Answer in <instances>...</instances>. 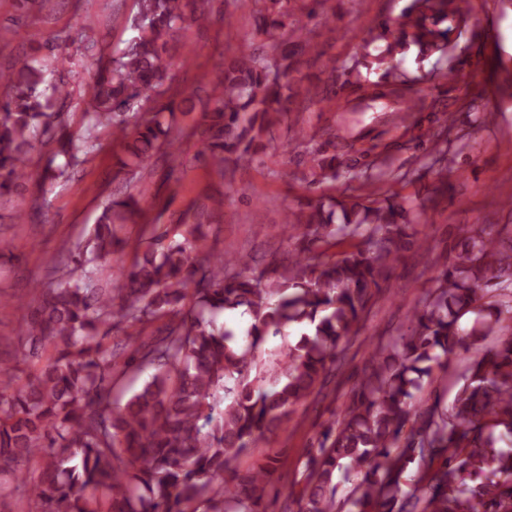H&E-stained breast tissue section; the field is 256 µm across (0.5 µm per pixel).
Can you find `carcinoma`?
<instances>
[{
	"mask_svg": "<svg viewBox=\"0 0 512 512\" xmlns=\"http://www.w3.org/2000/svg\"><path fill=\"white\" fill-rule=\"evenodd\" d=\"M325 0H254L253 36L273 55L252 52L224 62L206 89L168 111L132 116V105L163 92L166 59L182 31L209 21L204 0H139L136 35L99 63L89 85L88 130L109 127L124 148L117 173L143 167L183 136L174 111L206 107L197 159L249 166L263 136L291 111L298 93L271 77L316 49L306 20ZM463 0H410L395 22L382 21L344 69L342 86L365 89L361 69L379 74L374 97L408 85L400 62L448 51L465 21ZM0 197L32 179L29 154L41 137L64 159L61 176L90 151L54 111L71 96L44 85L29 62L0 70ZM310 183L336 179V157L294 138ZM147 190L112 196L81 246L19 302L17 366L0 368V495L17 492L24 512H267L280 450L242 470L239 459L288 424L296 405L318 399L344 365L372 299L401 254L424 240L421 212L385 194L341 208L310 202L285 215L294 254L258 271L247 255L215 254L202 222L177 240L164 230L147 246L118 235ZM360 238L350 250L328 253ZM130 247L121 282L97 277L99 264ZM415 306L409 332L374 345L370 369L342 412L318 432L304 462L300 496L281 512H512V242L489 225L457 244ZM504 291L485 302L489 288ZM247 317V343L218 321ZM500 337L490 348L485 337ZM271 338L281 343L263 346ZM466 356L451 405H415L416 391L441 360ZM149 372L140 390L115 394L129 369ZM413 475H407L411 465ZM352 484L339 495L341 482Z\"/></svg>",
	"mask_w": 512,
	"mask_h": 512,
	"instance_id": "obj_1",
	"label": "carcinoma"
}]
</instances>
